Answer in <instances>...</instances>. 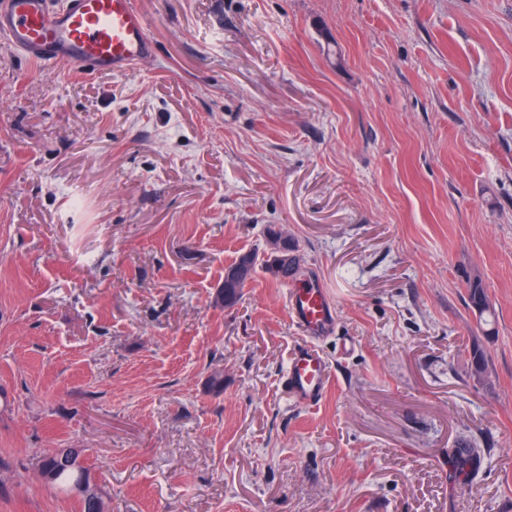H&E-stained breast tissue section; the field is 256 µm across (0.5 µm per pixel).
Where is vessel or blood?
<instances>
[{"label":"vessel or blood","mask_w":512,"mask_h":512,"mask_svg":"<svg viewBox=\"0 0 512 512\" xmlns=\"http://www.w3.org/2000/svg\"><path fill=\"white\" fill-rule=\"evenodd\" d=\"M0 39L29 58L48 64L79 65L93 74H119L154 54L147 22L133 0H0ZM288 306L304 339L288 361L283 386L297 405L323 397L331 367L313 343L336 325L324 288L299 284L288 272Z\"/></svg>","instance_id":"b4317fda"}]
</instances>
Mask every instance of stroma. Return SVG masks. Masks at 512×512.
<instances>
[{"label": "stroma", "mask_w": 512, "mask_h": 512, "mask_svg": "<svg viewBox=\"0 0 512 512\" xmlns=\"http://www.w3.org/2000/svg\"><path fill=\"white\" fill-rule=\"evenodd\" d=\"M135 3L126 74L0 40V512H80L61 448L106 512H512V0ZM273 228L336 307L312 408L283 280L218 297ZM481 448L472 445L470 448H455L452 457L457 462V476L464 479H470L474 474V466L481 457ZM73 448H61L56 451V455L61 462H64L70 455ZM82 449H79L73 456L69 457L65 464L56 460L54 454L44 455L38 464L39 473L45 477V481L53 484L58 492L69 493V487L72 482L81 474L85 473V468L81 464ZM97 492V487L90 480L89 476L79 477L72 489L71 494L77 498H90Z\"/></svg>", "instance_id": "35a3bbf8"}]
</instances>
